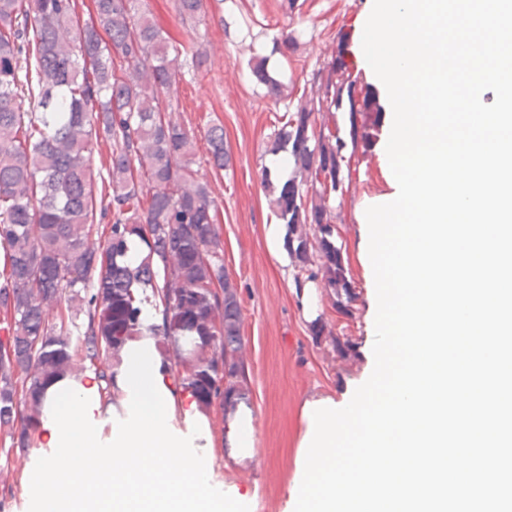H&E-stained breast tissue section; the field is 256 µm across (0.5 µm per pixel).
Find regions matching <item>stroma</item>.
Listing matches in <instances>:
<instances>
[{
  "label": "stroma",
  "instance_id": "35a3bbf8",
  "mask_svg": "<svg viewBox=\"0 0 512 512\" xmlns=\"http://www.w3.org/2000/svg\"><path fill=\"white\" fill-rule=\"evenodd\" d=\"M147 4L186 47L207 57L205 66L186 74L172 103L176 119L195 136L196 177L207 184L220 212L224 265L243 314L253 445L225 446L217 424L209 431L204 454L213 484L225 501L238 504L239 512H288L298 445L307 425L305 404L340 400L373 370L375 291L360 252L368 235L364 212L394 191V177L381 160L393 115L385 113L371 152L351 158L343 193L336 198L343 217L336 226V243L356 292L352 315L337 312L316 284L296 290L287 252L275 249L267 238L275 217L261 169L270 158L286 104H297L312 71L330 59L338 32L348 33L355 69L363 82L373 83L361 47L373 0H304L291 18L282 12L281 0H235L231 6L213 0L206 17L196 23L181 21L173 0ZM291 29L302 33L296 51L271 60L285 86L286 100L277 103L252 77L248 61L253 51L270 49L273 37ZM213 124L223 125L231 156L221 170L208 162L205 132ZM318 318L351 338V359H337L330 344L315 339L310 325ZM39 455V447L22 453L0 439V512H24L28 476Z\"/></svg>",
  "mask_w": 512,
  "mask_h": 512
}]
</instances>
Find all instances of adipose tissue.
<instances>
[{
    "label": "adipose tissue",
    "mask_w": 512,
    "mask_h": 512,
    "mask_svg": "<svg viewBox=\"0 0 512 512\" xmlns=\"http://www.w3.org/2000/svg\"><path fill=\"white\" fill-rule=\"evenodd\" d=\"M117 384L122 415L102 435L96 384L53 387L41 436L50 452L30 476L27 512H225L211 471L194 455L195 435L174 425L176 397L152 337L131 343ZM187 461L180 477L168 457Z\"/></svg>",
    "instance_id": "ef3b65f1"
}]
</instances>
